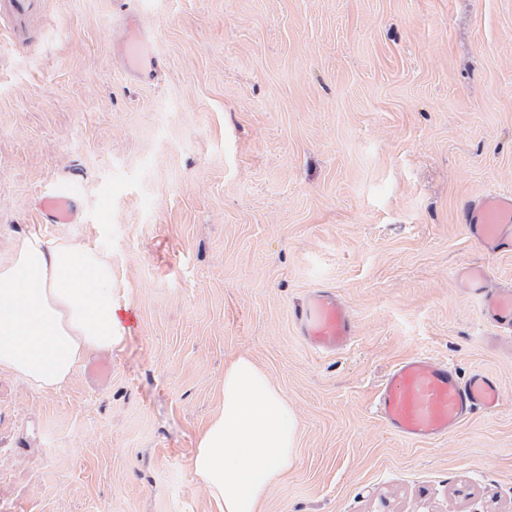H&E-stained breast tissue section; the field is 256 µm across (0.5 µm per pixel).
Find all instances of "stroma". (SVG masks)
Listing matches in <instances>:
<instances>
[{"mask_svg":"<svg viewBox=\"0 0 512 512\" xmlns=\"http://www.w3.org/2000/svg\"><path fill=\"white\" fill-rule=\"evenodd\" d=\"M152 84L112 55V0H0V263L28 227L130 289L112 378L0 374V512H209L189 462L246 355L288 396L298 458L265 512H512V357L484 342L467 202L512 187V0H129ZM66 188L76 224L37 201ZM336 291L350 348L293 312ZM479 367L503 411L408 443L371 403L415 353Z\"/></svg>","mask_w":512,"mask_h":512,"instance_id":"obj_1","label":"stroma"}]
</instances>
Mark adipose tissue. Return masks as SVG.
Listing matches in <instances>:
<instances>
[{
	"label": "adipose tissue",
	"mask_w": 512,
	"mask_h": 512,
	"mask_svg": "<svg viewBox=\"0 0 512 512\" xmlns=\"http://www.w3.org/2000/svg\"><path fill=\"white\" fill-rule=\"evenodd\" d=\"M126 305L109 258L80 241L23 232L0 264V373L38 392L61 389L91 352L123 344ZM297 441L298 422L270 376L246 356L226 363L220 407L191 459L212 512H263L297 459Z\"/></svg>",
	"instance_id": "adipose-tissue-1"
}]
</instances>
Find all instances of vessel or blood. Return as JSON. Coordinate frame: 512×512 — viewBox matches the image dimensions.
Listing matches in <instances>:
<instances>
[{
    "instance_id": "obj_1",
    "label": "vessel or blood",
    "mask_w": 512,
    "mask_h": 512,
    "mask_svg": "<svg viewBox=\"0 0 512 512\" xmlns=\"http://www.w3.org/2000/svg\"><path fill=\"white\" fill-rule=\"evenodd\" d=\"M120 36L115 54L125 63L127 74L137 82L151 83L157 72L152 60L149 34L136 13H122L118 19ZM38 205L49 223L73 224L78 219V203L66 189L42 192ZM471 238L493 252L512 251V190H488L469 200L463 214ZM462 287L481 291L482 313L491 324L512 325V290L489 293L487 274L478 266L458 271ZM293 320L310 348L319 352L346 349L354 324L335 291L320 288L296 308ZM502 389L497 377L475 370L460 380L447 361L416 354L396 363L379 388L374 410L384 427L404 440L416 442L445 439L473 414L499 408Z\"/></svg>"
}]
</instances>
